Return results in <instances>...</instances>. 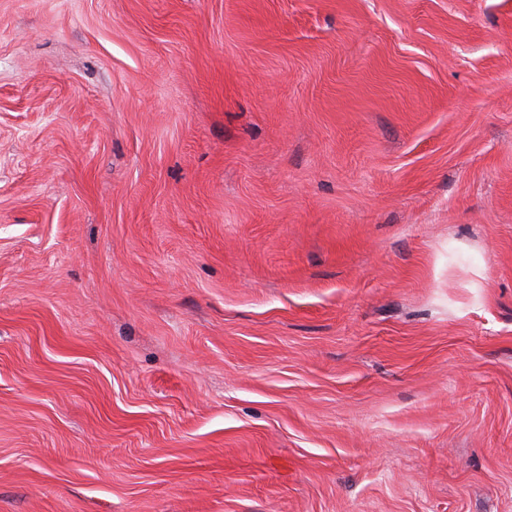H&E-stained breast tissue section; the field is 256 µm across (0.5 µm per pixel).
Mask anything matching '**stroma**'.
<instances>
[{
    "label": "stroma",
    "instance_id": "stroma-1",
    "mask_svg": "<svg viewBox=\"0 0 512 512\" xmlns=\"http://www.w3.org/2000/svg\"><path fill=\"white\" fill-rule=\"evenodd\" d=\"M0 512H512V0H0Z\"/></svg>",
    "mask_w": 512,
    "mask_h": 512
}]
</instances>
